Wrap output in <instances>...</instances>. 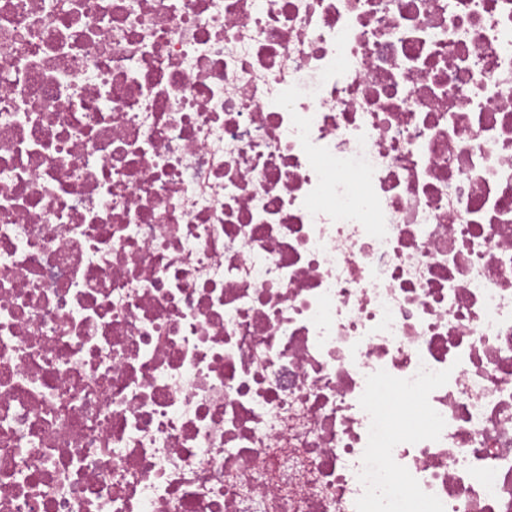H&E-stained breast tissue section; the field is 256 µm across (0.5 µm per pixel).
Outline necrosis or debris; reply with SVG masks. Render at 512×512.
I'll use <instances>...</instances> for the list:
<instances>
[{
    "mask_svg": "<svg viewBox=\"0 0 512 512\" xmlns=\"http://www.w3.org/2000/svg\"><path fill=\"white\" fill-rule=\"evenodd\" d=\"M0 512H512V0H0Z\"/></svg>",
    "mask_w": 512,
    "mask_h": 512,
    "instance_id": "4bbe7bcc",
    "label": "necrosis or debris"
}]
</instances>
